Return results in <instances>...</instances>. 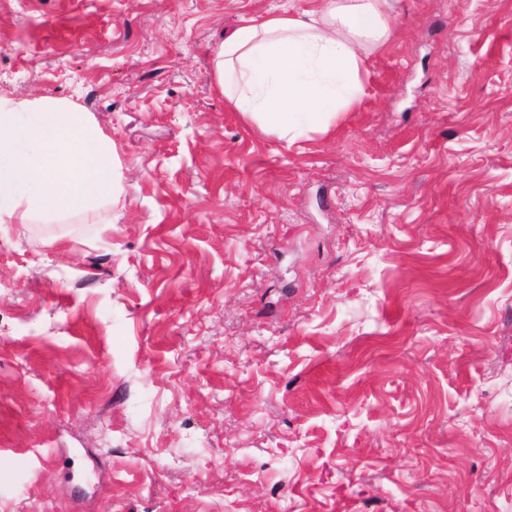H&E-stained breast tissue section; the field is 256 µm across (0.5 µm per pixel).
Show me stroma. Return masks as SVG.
Listing matches in <instances>:
<instances>
[{
	"label": "stroma",
	"instance_id": "obj_1",
	"mask_svg": "<svg viewBox=\"0 0 512 512\" xmlns=\"http://www.w3.org/2000/svg\"><path fill=\"white\" fill-rule=\"evenodd\" d=\"M274 3L0 0L118 176L0 224V512H512V0H390L290 144L214 77Z\"/></svg>",
	"mask_w": 512,
	"mask_h": 512
}]
</instances>
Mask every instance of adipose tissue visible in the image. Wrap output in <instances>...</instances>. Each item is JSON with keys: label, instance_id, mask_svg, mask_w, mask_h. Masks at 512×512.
Masks as SVG:
<instances>
[{"label": "adipose tissue", "instance_id": "ef3b65f1", "mask_svg": "<svg viewBox=\"0 0 512 512\" xmlns=\"http://www.w3.org/2000/svg\"><path fill=\"white\" fill-rule=\"evenodd\" d=\"M389 0L291 4L243 19L218 45L224 105L262 133L288 141L329 131L365 95L363 45L390 36ZM115 192L112 140L75 103L0 98V224L81 214Z\"/></svg>", "mask_w": 512, "mask_h": 512}]
</instances>
